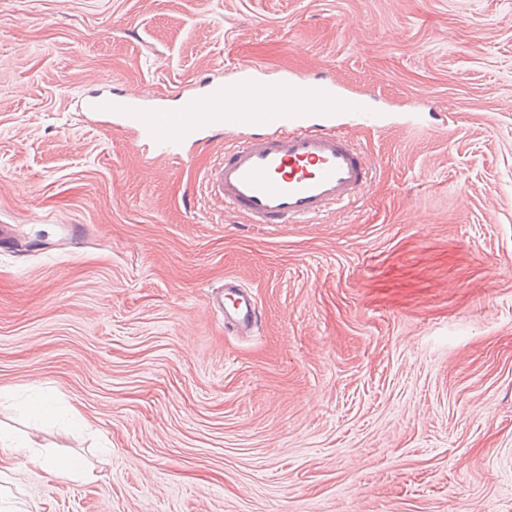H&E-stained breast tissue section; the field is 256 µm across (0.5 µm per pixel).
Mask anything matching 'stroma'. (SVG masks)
<instances>
[{
    "instance_id": "1",
    "label": "stroma",
    "mask_w": 512,
    "mask_h": 512,
    "mask_svg": "<svg viewBox=\"0 0 512 512\" xmlns=\"http://www.w3.org/2000/svg\"><path fill=\"white\" fill-rule=\"evenodd\" d=\"M252 62L388 113L357 204L244 223L199 182L223 136L77 108ZM1 225L0 428L91 467L5 452L23 512H512V0H0ZM38 389L85 428L31 433ZM235 278L224 279V325L241 332H251L257 327V303L246 288H237ZM26 457L28 462L44 468L55 477L73 479L85 472L84 463L77 457H49L41 454L37 449H33Z\"/></svg>"
}]
</instances>
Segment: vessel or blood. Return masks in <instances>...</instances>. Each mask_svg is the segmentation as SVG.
<instances>
[{"mask_svg": "<svg viewBox=\"0 0 512 512\" xmlns=\"http://www.w3.org/2000/svg\"><path fill=\"white\" fill-rule=\"evenodd\" d=\"M261 65L231 81H207L174 100L135 92L96 94L81 111L108 115L115 127L147 141L155 153L181 157L203 132L224 135V154L202 180L225 210L249 224H314L329 211L356 202L373 165L336 123L339 116L381 129L388 118L333 79L300 82L281 74L263 80ZM224 322L241 332L258 323L257 303L236 279L224 281Z\"/></svg>", "mask_w": 512, "mask_h": 512, "instance_id": "vessel-or-blood-1", "label": "vessel or blood"}]
</instances>
